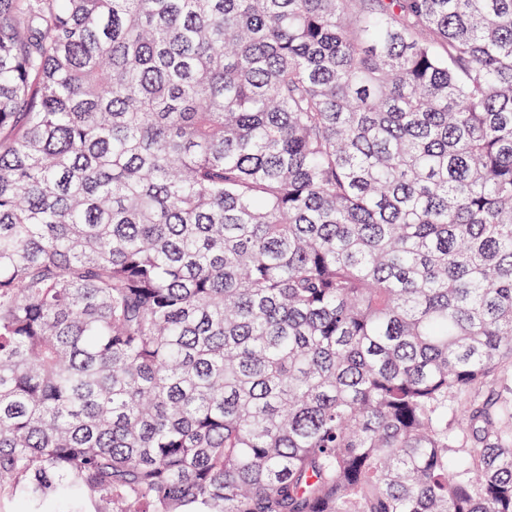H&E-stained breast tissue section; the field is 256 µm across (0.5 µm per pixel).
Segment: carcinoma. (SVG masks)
Here are the masks:
<instances>
[{
  "label": "carcinoma",
  "instance_id": "carcinoma-1",
  "mask_svg": "<svg viewBox=\"0 0 512 512\" xmlns=\"http://www.w3.org/2000/svg\"><path fill=\"white\" fill-rule=\"evenodd\" d=\"M512 0H0V508L512 512Z\"/></svg>",
  "mask_w": 512,
  "mask_h": 512
}]
</instances>
